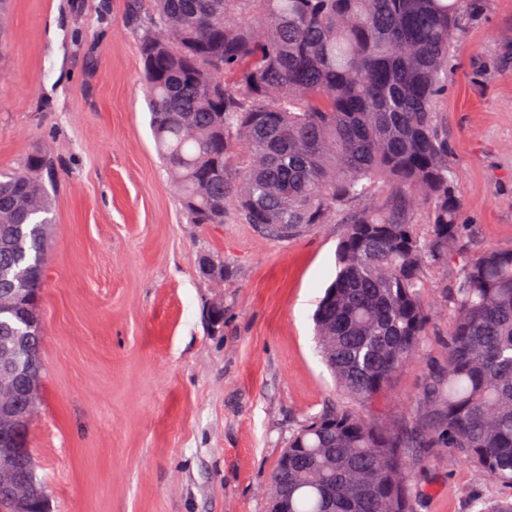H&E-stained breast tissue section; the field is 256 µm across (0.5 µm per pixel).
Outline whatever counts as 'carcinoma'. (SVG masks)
<instances>
[{"label": "carcinoma", "mask_w": 512, "mask_h": 512, "mask_svg": "<svg viewBox=\"0 0 512 512\" xmlns=\"http://www.w3.org/2000/svg\"><path fill=\"white\" fill-rule=\"evenodd\" d=\"M466 0H128L143 26L150 129L193 224L298 238L349 215L315 315L319 351L350 399L384 393L431 321L427 271L459 260L454 322L408 428L353 409L293 431L269 512H410L409 449L437 442L512 486V249L470 253L448 130L435 105ZM51 155L0 170V379L10 371L26 441L42 379L40 306ZM382 211L366 207L380 183ZM428 209L427 229L414 220ZM33 454L0 472V512H48Z\"/></svg>", "instance_id": "obj_1"}]
</instances>
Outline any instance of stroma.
<instances>
[{
	"instance_id": "obj_1",
	"label": "stroma",
	"mask_w": 512,
	"mask_h": 512,
	"mask_svg": "<svg viewBox=\"0 0 512 512\" xmlns=\"http://www.w3.org/2000/svg\"><path fill=\"white\" fill-rule=\"evenodd\" d=\"M127 0H11L0 36V170L52 151L43 279L45 369L28 448L50 512H268L291 432L347 400L313 315L341 222L285 242L189 223L156 149ZM476 248H512V0H469L436 105ZM224 263L217 282L202 256ZM416 360L364 406L411 422L446 359L447 293ZM224 301V324L207 309ZM412 512H490L512 488L447 448L414 450Z\"/></svg>"
}]
</instances>
